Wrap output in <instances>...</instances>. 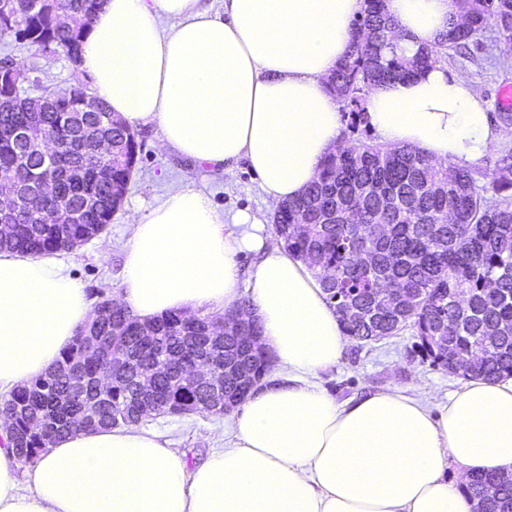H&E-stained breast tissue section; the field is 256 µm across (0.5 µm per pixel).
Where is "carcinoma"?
Returning a JSON list of instances; mask_svg holds the SVG:
<instances>
[{"label": "carcinoma", "instance_id": "cac0c4a2", "mask_svg": "<svg viewBox=\"0 0 512 512\" xmlns=\"http://www.w3.org/2000/svg\"><path fill=\"white\" fill-rule=\"evenodd\" d=\"M34 0H0V39L60 54L75 65L81 44L103 0H59L56 9L33 8ZM461 22L441 40L412 56L392 41L394 22L386 0H365L354 18V40L328 80L343 103L355 142L328 155L319 178L273 217L274 232L289 253L314 268L345 334L359 342L411 328L425 358L465 377L512 376V148L477 179L453 163L437 164L411 147L389 148L373 140L365 108L372 86L466 54L475 36L495 27L503 71L512 69V0H457ZM0 69V177L24 193L44 143H55L54 171L60 192L34 212L15 207L16 222L0 233V250L39 256L72 250L100 235L112 221L131 181L138 156L136 134L101 101L88 109L85 86L56 91L6 54ZM27 128L31 142L15 132ZM87 204L82 223L61 224L59 213ZM206 316L168 314L150 323L154 340L139 343V321L112 303L99 326L85 324L56 365L0 402L18 463H35L47 438L76 429L111 428L136 422L142 399L138 379L157 364L179 372L157 384L162 402L155 414L176 404L190 414L221 415L248 393L237 376L262 384L271 360L251 353L244 337L258 335L254 320L220 343L196 346L188 337L205 331ZM107 354L83 360L88 337ZM129 356L131 368L104 390L94 383L112 372V355ZM231 365L224 376V408L192 385L186 367ZM43 417L45 430L29 427ZM465 491L480 512H512V481L486 474L469 477Z\"/></svg>", "mask_w": 512, "mask_h": 512}]
</instances>
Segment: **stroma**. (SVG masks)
<instances>
[{
    "instance_id": "obj_1",
    "label": "stroma",
    "mask_w": 512,
    "mask_h": 512,
    "mask_svg": "<svg viewBox=\"0 0 512 512\" xmlns=\"http://www.w3.org/2000/svg\"><path fill=\"white\" fill-rule=\"evenodd\" d=\"M18 58L24 67L48 76L54 87L61 90L89 80L88 75L75 69L61 55L45 54L31 47L19 51ZM446 67L449 72L464 75L488 112H496V90L504 83L498 68L485 58L472 61L457 54L449 57ZM136 134L141 149L121 208L100 238L63 254L70 275L94 303L100 295H115L121 281L131 224L136 222L144 207L168 190L179 186L202 188L220 211L255 210L263 205L258 177L246 164L216 173L189 158L160 150L156 124L141 126ZM417 342L409 329L367 344L347 341L339 363L320 373L318 380L340 402L391 385L404 390L423 386L432 393L434 409H441L447 404L449 394L463 384L464 378L433 366L422 357ZM227 422L224 416L199 415H159L151 419L170 448L191 464L222 447L219 434Z\"/></svg>"
}]
</instances>
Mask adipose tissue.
<instances>
[{
    "mask_svg": "<svg viewBox=\"0 0 512 512\" xmlns=\"http://www.w3.org/2000/svg\"><path fill=\"white\" fill-rule=\"evenodd\" d=\"M364 0H104L79 66L129 127L215 170L246 163L267 210L315 181L342 143L326 78L349 51ZM413 53L458 20L455 0H386ZM381 143L438 163H478L508 136L469 81L436 65L373 87ZM265 213L218 212L170 190L133 224L119 303L149 321L221 313L259 320L275 381L249 395L222 449L190 465L142 425L83 430L19 472L0 422V512H471L472 472L512 478V378L471 379L440 415L423 387L336 401L316 381L344 331L315 273L265 233ZM257 261L242 270L239 253ZM92 316L63 259L0 252V393L41 376Z\"/></svg>",
    "mask_w": 512,
    "mask_h": 512,
    "instance_id": "ef3b65f1",
    "label": "adipose tissue"
}]
</instances>
